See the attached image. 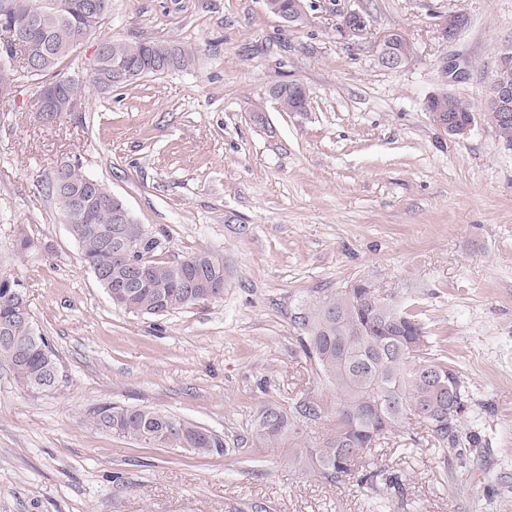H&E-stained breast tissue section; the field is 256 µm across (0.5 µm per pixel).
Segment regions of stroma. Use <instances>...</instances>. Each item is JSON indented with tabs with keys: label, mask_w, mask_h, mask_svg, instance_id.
<instances>
[{
	"label": "stroma",
	"mask_w": 512,
	"mask_h": 512,
	"mask_svg": "<svg viewBox=\"0 0 512 512\" xmlns=\"http://www.w3.org/2000/svg\"><path fill=\"white\" fill-rule=\"evenodd\" d=\"M315 2L289 29L263 0H112L72 71L110 36L194 47L195 67L90 91L51 124L30 108L37 80L0 102V275L23 283L60 360L50 393L0 369V512H369L366 489L295 460L331 419L298 420L300 436L274 448L247 444L263 405L311 392L334 411L292 316L358 278L417 313L467 400L463 453L424 432L375 452L402 479L384 512H512V148L480 117L448 136L425 108L442 92L480 105L512 49V0ZM349 10L368 16L365 34L342 28ZM451 13L465 23L448 39ZM391 32L414 47L399 70L379 62ZM453 60L464 73L452 83ZM287 82L305 87V114L269 99ZM73 158L165 233L164 259L222 254V299L162 316L115 307L44 190ZM23 232L36 248L18 250ZM101 404L174 415L227 452L137 445L91 424Z\"/></svg>",
	"instance_id": "1"
}]
</instances>
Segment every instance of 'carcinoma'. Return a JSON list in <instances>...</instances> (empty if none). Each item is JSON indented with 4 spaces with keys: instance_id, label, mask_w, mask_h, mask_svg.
<instances>
[{
    "instance_id": "obj_1",
    "label": "carcinoma",
    "mask_w": 512,
    "mask_h": 512,
    "mask_svg": "<svg viewBox=\"0 0 512 512\" xmlns=\"http://www.w3.org/2000/svg\"><path fill=\"white\" fill-rule=\"evenodd\" d=\"M6 24L32 35L42 54L35 77L58 82L71 97L86 100L87 88L101 93L124 87L150 75L182 71L196 63V49L178 42L127 40L105 37V56L89 73H72L63 62L76 49L82 29L97 31L112 10V0H101L107 9L90 20L86 0H10ZM302 0H264L266 10L281 17L300 13ZM279 101L284 112L309 96L281 83ZM485 119L501 140L512 143V122L496 123L497 104L490 93L481 103ZM69 183L45 185L69 226L80 250L81 262L95 275L114 305L132 313L164 315L174 310L217 300L224 281V256L198 251L176 261L159 259L165 249L163 234L134 243L118 254L109 243L116 205L107 200L106 188L98 195H81L84 173L79 163L69 164ZM29 312L24 285L0 276V326L19 311ZM304 322L300 342L311 365L313 379L327 380L336 389L338 402L330 435L318 448H302L297 458L315 465L327 483L341 485L359 472L375 494L394 488L398 478L382 470H369L363 455L391 437L408 433L412 421L425 424L435 446L446 451L459 445V429L467 412L459 376L448 361L433 356L429 336L411 309L393 303L379 304L359 281L349 291L324 294L300 306ZM25 354L13 340L0 335V368L8 370L24 387L42 392L59 382L58 359L48 339L40 334L22 336ZM323 404L309 393L292 410L270 404L260 408L251 427L255 448H275L289 434H300L295 419L317 421ZM91 423L113 435L145 446L188 448L200 456L224 453V437L191 422L146 406L100 405L90 412Z\"/></svg>"
}]
</instances>
